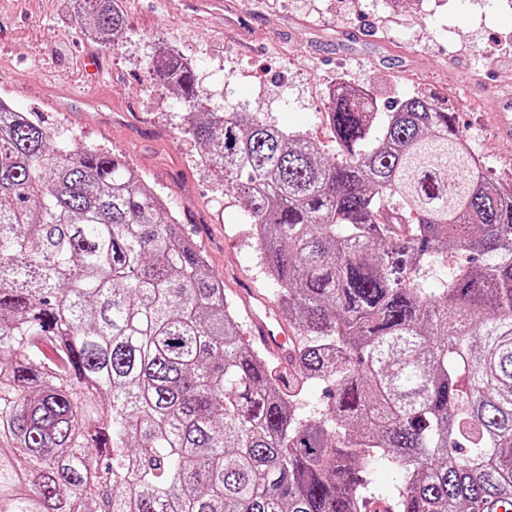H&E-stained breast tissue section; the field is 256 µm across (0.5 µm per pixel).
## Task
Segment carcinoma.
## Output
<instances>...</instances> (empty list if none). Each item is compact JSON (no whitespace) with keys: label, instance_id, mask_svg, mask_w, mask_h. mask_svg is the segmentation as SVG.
Listing matches in <instances>:
<instances>
[{"label":"carcinoma","instance_id":"cac0c4a2","mask_svg":"<svg viewBox=\"0 0 512 512\" xmlns=\"http://www.w3.org/2000/svg\"><path fill=\"white\" fill-rule=\"evenodd\" d=\"M97 36L116 0H75ZM245 201L285 362L125 157L0 101V512H512V183L453 112L340 83L336 154L153 62ZM443 273L441 287H428Z\"/></svg>","mask_w":512,"mask_h":512}]
</instances>
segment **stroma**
I'll return each mask as SVG.
<instances>
[{
	"label": "stroma",
	"instance_id": "obj_1",
	"mask_svg": "<svg viewBox=\"0 0 512 512\" xmlns=\"http://www.w3.org/2000/svg\"><path fill=\"white\" fill-rule=\"evenodd\" d=\"M120 44L87 36L73 0H0V96L69 141L125 156L165 196L229 296H273L241 198L200 161L185 108L154 79L164 49L191 63L213 109H258L335 151L336 80L455 112L485 174L512 180L490 89H512V0H120ZM97 75L85 69L87 58Z\"/></svg>",
	"mask_w": 512,
	"mask_h": 512
}]
</instances>
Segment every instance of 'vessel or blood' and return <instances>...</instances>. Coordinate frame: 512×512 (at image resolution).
I'll return each instance as SVG.
<instances>
[{"label": "vessel or blood", "mask_w": 512, "mask_h": 512, "mask_svg": "<svg viewBox=\"0 0 512 512\" xmlns=\"http://www.w3.org/2000/svg\"><path fill=\"white\" fill-rule=\"evenodd\" d=\"M495 101L498 131L506 137L512 136V91L496 94ZM250 323L246 338L250 343L262 347L265 351L284 357L288 354V343L291 332L281 318L274 313L275 307L254 289L242 291Z\"/></svg>", "instance_id": "vessel-or-blood-1"}]
</instances>
